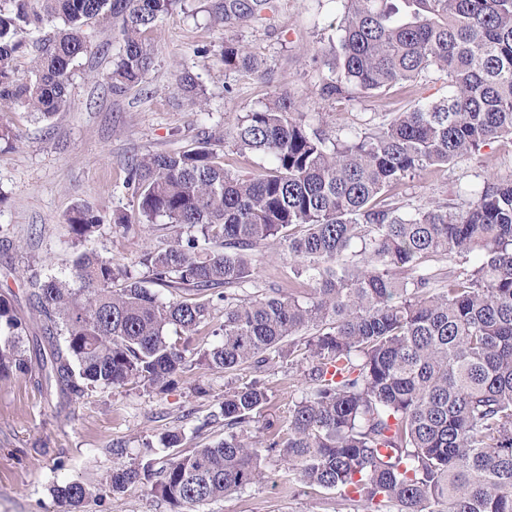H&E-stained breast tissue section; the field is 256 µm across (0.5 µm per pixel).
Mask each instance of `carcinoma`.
<instances>
[{
  "label": "carcinoma",
  "mask_w": 512,
  "mask_h": 512,
  "mask_svg": "<svg viewBox=\"0 0 512 512\" xmlns=\"http://www.w3.org/2000/svg\"><path fill=\"white\" fill-rule=\"evenodd\" d=\"M339 2L340 35L323 59L328 95L414 86L432 68L448 95L332 136L277 94L233 130L240 153L270 159L264 174L226 168L207 142L132 159L124 187L137 221L116 212L112 223L128 231L163 218L187 229L135 262L178 300L161 301L135 270L86 252L68 277L31 278L43 336L30 340L0 295V378L36 374L64 400L95 385L168 386L194 353L252 373L224 392V439L179 451L158 472L150 459L117 466L114 494L148 487L175 512H205L262 483L267 452L292 480L335 492L355 512H512V178L484 182L458 206L392 199L417 174L512 139V0ZM171 3L0 0V142L17 138L6 115L48 120L70 107L72 65L95 22L122 36L107 89L142 83L153 55L144 33ZM273 9V0H224L221 20ZM224 66L254 72L257 61L228 43ZM65 221L82 241L104 216L81 205ZM289 227L300 233L285 238L297 260L288 293L238 297L233 287L253 274L249 251ZM221 305L217 341L193 348ZM276 357L309 362L304 388L280 425L253 437L268 401L260 374ZM53 493L75 509L92 496L77 481Z\"/></svg>",
  "instance_id": "cac0c4a2"
}]
</instances>
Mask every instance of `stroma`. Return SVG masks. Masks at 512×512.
I'll use <instances>...</instances> for the list:
<instances>
[{"label": "stroma", "mask_w": 512, "mask_h": 512, "mask_svg": "<svg viewBox=\"0 0 512 512\" xmlns=\"http://www.w3.org/2000/svg\"><path fill=\"white\" fill-rule=\"evenodd\" d=\"M223 4L178 0L144 35L153 50L144 82L120 96L105 85L119 49V30L109 23L91 27L92 50L72 70L70 107L48 121L11 113L20 138L13 148L0 146V294L12 298L28 335L42 332L29 300L30 276L70 270L85 251L113 266H128L141 251L164 247L175 237L176 228L161 221L129 232L106 223L80 242L65 224V215L78 204L107 214L133 213L134 201L123 187L132 157L186 150L208 137L234 170L259 174L269 159L239 154L232 132L240 117L279 92L288 93L309 123L332 135L447 93L445 77L432 71L409 91L355 92L343 98L323 94L329 72L317 58L339 33L340 0H275L262 21L228 26L217 21ZM228 42L246 45L260 64L259 73L226 71ZM183 69L200 83L206 108L177 89L176 75ZM496 177L512 178L510 142L483 146L470 163L424 171L401 186L395 199L413 206L455 203L458 188ZM253 265L251 279L237 287V294L287 289L296 260L285 242L276 241L254 250ZM248 379L247 372L227 373L193 358L167 390L132 383L96 387L64 409L58 396L41 392L33 379H0V512H67L52 488L70 481L93 492L82 512H172L146 488L105 491L113 467L145 453L155 466L164 465L172 455L160 443L167 431H184L187 451L222 438L224 392ZM298 379L288 360L271 363L268 401L250 424L253 434H266L269 424L287 416ZM201 386L207 395L198 394ZM117 445L124 448L123 456L113 455ZM263 468L268 481L210 504L207 512H336L333 493L289 481L276 454L265 455Z\"/></svg>", "instance_id": "1"}]
</instances>
